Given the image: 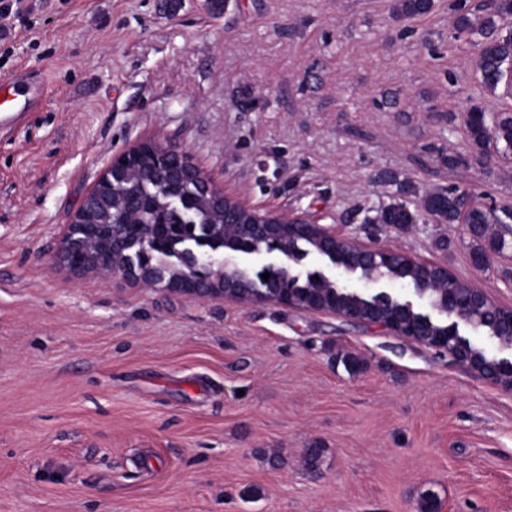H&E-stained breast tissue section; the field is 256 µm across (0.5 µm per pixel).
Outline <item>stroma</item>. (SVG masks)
Here are the masks:
<instances>
[{"label":"stroma","instance_id":"obj_1","mask_svg":"<svg viewBox=\"0 0 512 512\" xmlns=\"http://www.w3.org/2000/svg\"><path fill=\"white\" fill-rule=\"evenodd\" d=\"M28 0L0 78V512H512V392L379 327L173 294L57 259L112 157L174 139L243 204L442 264L512 309V247L368 227L391 172L512 206V166L449 170L483 92L448 0ZM359 359L348 371L346 357ZM318 460H311V451ZM37 85L27 74L18 71L6 81L0 82V124L13 125L21 120L24 112L33 104ZM1 90L4 95L1 98Z\"/></svg>","mask_w":512,"mask_h":512}]
</instances>
